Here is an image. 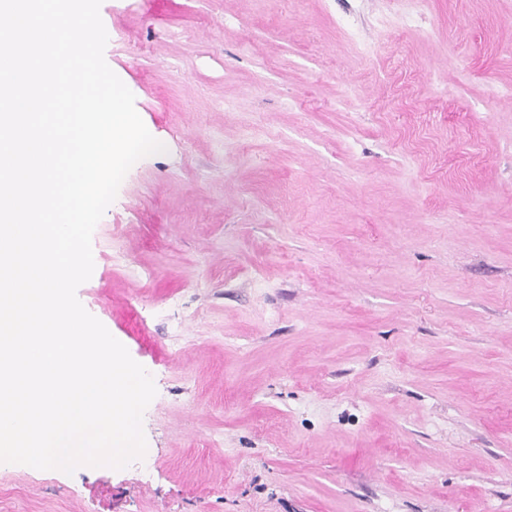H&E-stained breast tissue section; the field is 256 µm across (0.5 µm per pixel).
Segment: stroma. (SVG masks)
I'll use <instances>...</instances> for the list:
<instances>
[{"label": "stroma", "instance_id": "obj_1", "mask_svg": "<svg viewBox=\"0 0 512 512\" xmlns=\"http://www.w3.org/2000/svg\"><path fill=\"white\" fill-rule=\"evenodd\" d=\"M165 152L77 289L150 458L0 512H512V0H102Z\"/></svg>", "mask_w": 512, "mask_h": 512}]
</instances>
